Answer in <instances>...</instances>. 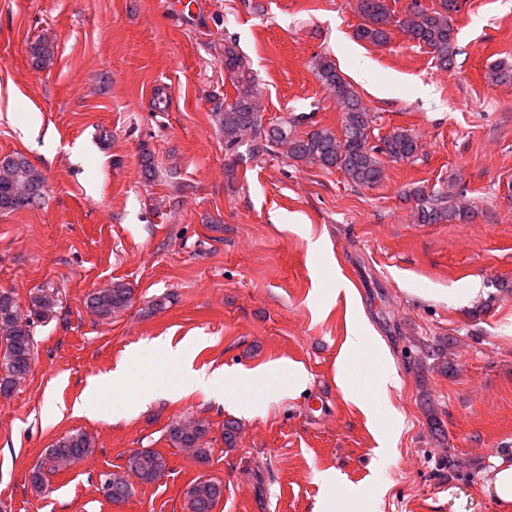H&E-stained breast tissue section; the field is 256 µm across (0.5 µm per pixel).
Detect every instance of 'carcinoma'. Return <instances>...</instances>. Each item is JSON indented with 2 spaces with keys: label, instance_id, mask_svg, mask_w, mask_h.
Returning a JSON list of instances; mask_svg holds the SVG:
<instances>
[{
  "label": "carcinoma",
  "instance_id": "cac0c4a2",
  "mask_svg": "<svg viewBox=\"0 0 512 512\" xmlns=\"http://www.w3.org/2000/svg\"><path fill=\"white\" fill-rule=\"evenodd\" d=\"M356 10L363 20L357 37L374 45H383L390 37L394 10L387 0H355ZM458 11V0H439V7L428 9L421 5L411 7L398 20L399 27L419 46L433 54L439 67L449 70L457 56L456 34L451 15ZM33 59L44 65L54 55L53 44L39 40L31 46ZM317 75L325 89L335 99L342 113L341 134L327 128L315 129L299 136L293 126L286 123L263 124L261 94L255 81L245 70L243 59L230 46L224 47V71L235 89V96L224 107L213 113L215 124L224 134V143L230 150L246 147L251 155H259L282 147L290 159L318 164L325 168L341 170L350 183L357 187H370L383 178V161L412 160L417 157L419 144L409 131L395 130L380 141V146L369 145V131L373 114L361 101L353 86L337 71L330 58L322 56L316 61ZM44 175L22 154L0 159V211L12 212L41 204L44 198ZM420 224L466 223L473 218L471 208L456 202L454 187L447 184L437 190L419 189L415 192ZM131 301V291L120 283L89 294L87 307L101 317H108L126 308ZM57 305L55 293L38 289L30 298L27 313H21L14 298L0 292V388L12 391L32 371L35 351L32 327L35 321L54 315ZM209 428L199 420L184 419L173 422L168 429V439L176 448L191 454L201 463L207 462L211 449L205 438ZM94 451L89 436L71 433L45 450L41 463L29 474L31 489L40 493L45 489V464L62 469L83 460ZM166 460L152 450H133L126 458L121 472L101 475L99 491L119 486L125 497L133 493V476L143 483H151L166 470ZM190 512H213L224 496V485L211 479H197L186 492Z\"/></svg>",
  "mask_w": 512,
  "mask_h": 512
}]
</instances>
